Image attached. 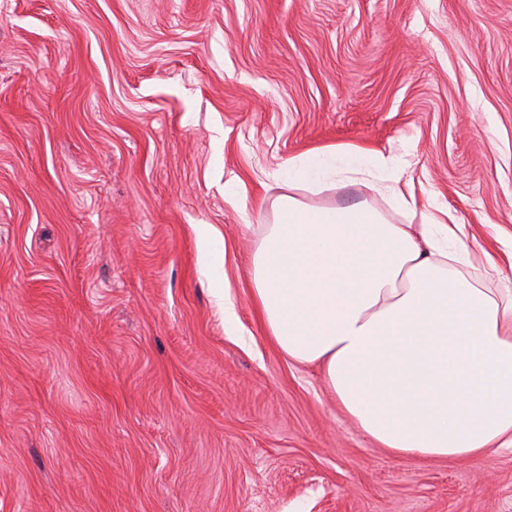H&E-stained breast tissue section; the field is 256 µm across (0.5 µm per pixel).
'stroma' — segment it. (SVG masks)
Returning a JSON list of instances; mask_svg holds the SVG:
<instances>
[{
  "instance_id": "35a3bbf8",
  "label": "stroma",
  "mask_w": 512,
  "mask_h": 512,
  "mask_svg": "<svg viewBox=\"0 0 512 512\" xmlns=\"http://www.w3.org/2000/svg\"><path fill=\"white\" fill-rule=\"evenodd\" d=\"M330 147L393 165L288 190ZM383 177L512 291V0H0V512H512L511 450L379 446L253 306L279 196L408 223ZM213 286L215 296L220 300L222 306H224V331L229 335H234L236 334L237 330V316L234 304L226 295V288H228V285L226 281L225 270L224 278L222 273L216 275Z\"/></svg>"
}]
</instances>
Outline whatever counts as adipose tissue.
Returning <instances> with one entry per match:
<instances>
[{"mask_svg": "<svg viewBox=\"0 0 512 512\" xmlns=\"http://www.w3.org/2000/svg\"><path fill=\"white\" fill-rule=\"evenodd\" d=\"M447 211L391 224L369 205L277 198L248 275L280 352L322 372L381 447L462 458L512 448V300L453 270Z\"/></svg>", "mask_w": 512, "mask_h": 512, "instance_id": "adipose-tissue-1", "label": "adipose tissue"}]
</instances>
